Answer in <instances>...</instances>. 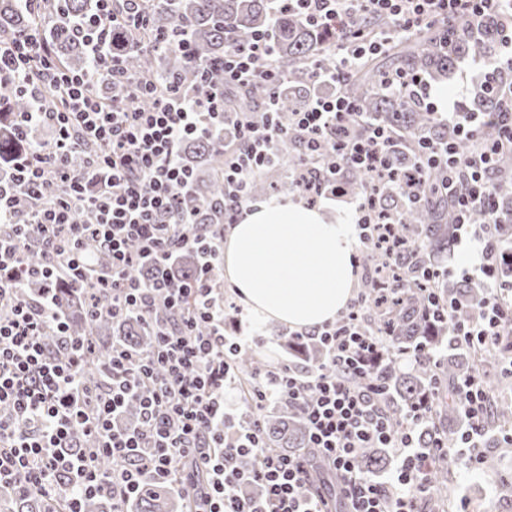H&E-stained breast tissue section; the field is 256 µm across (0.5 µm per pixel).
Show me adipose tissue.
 Masks as SVG:
<instances>
[{
    "label": "adipose tissue",
    "mask_w": 512,
    "mask_h": 512,
    "mask_svg": "<svg viewBox=\"0 0 512 512\" xmlns=\"http://www.w3.org/2000/svg\"><path fill=\"white\" fill-rule=\"evenodd\" d=\"M356 221L288 198L248 204L224 240V277L254 319L321 329L355 296Z\"/></svg>",
    "instance_id": "1"
}]
</instances>
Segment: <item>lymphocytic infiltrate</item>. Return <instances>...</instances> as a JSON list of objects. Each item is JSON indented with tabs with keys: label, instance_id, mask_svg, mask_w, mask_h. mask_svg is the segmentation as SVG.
I'll return each mask as SVG.
<instances>
[{
	"label": "lymphocytic infiltrate",
	"instance_id": "1",
	"mask_svg": "<svg viewBox=\"0 0 512 512\" xmlns=\"http://www.w3.org/2000/svg\"><path fill=\"white\" fill-rule=\"evenodd\" d=\"M150 2L126 0L118 8L113 0H95L92 14L76 24L90 62L80 72L56 62L47 38L0 39V80L42 81L64 105L47 112L36 102L16 116L19 132L38 125L49 130L50 138L13 158L6 178H0V223L13 227L0 234V488L66 498L68 512H80L82 497L108 495L112 512H124L123 502L144 480L187 491L189 481L177 464L188 461L209 475L205 512H329L323 492L309 486L305 459L265 450L259 422L240 426L235 435L226 433L233 420L227 395L237 386L229 357L246 342L225 336L224 302L210 288L213 270L224 263L223 238L209 235L195 214L177 208L179 196L192 186L178 163L179 147L189 137L233 128L241 146L224 160L228 224L235 223L248 199V182L271 163L280 139L301 146L306 162L290 175L299 188L318 191L336 182L343 169L365 170L374 182L358 207L359 236L377 234L391 252L398 242L391 225L376 221L375 190L377 183L396 180L393 133L340 94L311 97L301 111L282 118L272 111L227 112L214 103L202 105L182 84L173 81L161 91L152 80L128 74L112 46L128 28L147 26ZM274 3L275 12H293L311 26L342 32L333 68L312 72L327 84L342 82L366 56L427 25L462 17L468 33L496 30L500 50L493 59L478 60L477 76L503 96L506 111L444 113L451 127L447 144L422 143L417 166L435 171L454 197L459 229L477 249L476 261L462 277L481 281L488 291L478 318L450 319L451 332L467 347L494 353L512 367V343L501 333L504 320L512 318V303H503L506 287L497 277L512 252L498 244L491 224L469 221L475 211L496 212L493 169L502 153L512 152V86L504 82L512 72V0ZM364 14L391 17L393 26L368 39L349 35ZM176 48L203 79L219 74L228 86L261 81L271 88L283 79L263 34L228 49L220 61L192 58L185 38ZM109 81L123 84L124 99L101 97L99 88ZM489 124L498 129L491 139L483 135ZM84 141L98 143L100 152L82 156ZM462 141L469 145L464 154L458 149ZM89 209L96 223H81V213ZM29 224L42 228L46 261L39 273L49 284L35 298L19 291ZM90 248L110 261L97 275L88 267ZM183 249L205 256L188 285L169 288L137 278L143 263L164 266ZM63 271L74 286L88 290L93 315H134L155 332L153 349L142 354L113 345L111 387L93 390L82 380V346L68 336L50 287ZM103 296L110 299L104 306L99 303ZM49 332L57 338L56 347L44 343ZM312 337L326 348L323 364L304 372L285 366L262 375L254 388L255 404L285 403L302 411L308 445L333 473L346 512H416L418 499L430 492L426 458L414 443L430 418V401L408 407L402 432L393 434L381 405V375L361 385L352 382L384 352L385 343L367 336L356 321L325 325ZM461 389L474 438L483 429L491 396L477 371ZM132 402L141 419L136 426H120V414ZM78 431L93 439V447L73 449L71 438ZM374 446L400 451L394 471L383 481L354 465L357 449ZM250 456L254 467L240 469L239 459ZM246 480L260 484L258 498L240 495Z\"/></svg>",
	"mask_w": 512,
	"mask_h": 512
}]
</instances>
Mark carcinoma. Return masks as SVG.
I'll return each mask as SVG.
<instances>
[{"instance_id": "carcinoma-1", "label": "carcinoma", "mask_w": 512, "mask_h": 512, "mask_svg": "<svg viewBox=\"0 0 512 512\" xmlns=\"http://www.w3.org/2000/svg\"><path fill=\"white\" fill-rule=\"evenodd\" d=\"M92 0H43L36 6H27L22 0H0V37H12L24 32H35L55 11L71 17L81 18L94 10ZM186 25L191 49L195 56L205 60L224 57L229 48L244 45L259 31L273 37L276 65L287 80L276 89V111L294 112L302 108L310 97L313 82L307 64L317 61L322 68L334 65L331 47L336 41V30L316 29L299 15L275 14L270 0H156L150 13L147 29L137 31L135 39L147 47L118 50L124 68L134 74L151 77L159 88L174 78L190 89L198 103L208 100L210 88L206 80L195 76L187 60L172 48L154 45V36L164 35L178 40V27ZM47 39L56 61L66 68L82 69L89 65L85 47L70 26L53 25ZM448 39L454 42L455 52L445 55L435 45L436 34L424 31L413 40L395 44L387 53L389 65L397 69H414L434 80H444L454 68L455 61L463 56L486 58L496 52V37L488 31L475 37L459 24L448 29ZM382 66L376 57L367 59L358 71L342 85L341 91L358 106L369 112L376 120L393 128L398 139L393 145L394 166L398 173L416 171L417 156L413 145L421 140L444 142L448 140L449 125L435 118L423 108L404 101L397 92H376L380 83ZM37 96L48 112L61 109V102L52 89L36 87ZM270 94L266 85L258 83L250 88H232L225 97V106L231 112H252L260 108ZM500 97L485 89L475 90L474 103L482 112L499 111ZM0 104L6 111L0 112V159L8 160L20 147L34 148L39 143L36 129L21 137L11 122L10 113L26 112L31 106V93L20 84L5 80L0 82ZM279 164L261 176H254L248 184V192L260 197L276 189L269 180L271 173L288 165H294L301 154L297 142L284 140L276 147ZM183 166L191 171L194 184L185 197L184 205L197 211L203 224L213 225L219 230L224 223V213L219 206L224 201V149L219 141L207 137L187 139L179 153ZM425 179V196L420 205L408 207L387 186L380 189L377 211L391 221L402 248L413 250V260L423 267L438 268L452 242L457 228L452 197L438 193L435 179ZM494 192L499 202L495 235L506 246L512 243V225L506 204L512 202V155L499 163V172L494 182ZM384 247L377 238L370 237L364 243V268L361 293L366 297L362 311L365 330L373 336L386 338L387 346L394 350L423 348L435 356V362L419 360L405 371L395 357L380 356L374 368L385 377L388 391L386 412L391 429L399 433L403 427V414L408 405L426 396L434 401L431 421L419 429V446L426 452L441 450V454L430 460L429 480L436 492L448 487L456 467L455 454L450 449L461 444L467 428V418L459 408L458 384L461 378L474 370L486 355L474 350L460 348L451 342L448 321L433 317L429 294L436 295L440 306L448 308V302L460 304L456 317L467 319L474 315V305L484 293L483 284L470 282L460 285L443 278L426 281L413 269L381 262ZM201 268L197 252L178 255L172 273L175 278L165 280L175 287L192 281ZM385 282L394 291L381 293L376 288ZM56 301L67 315L70 336L85 341L83 356L84 381L91 387L112 386V342H125L139 349L148 350L154 344L153 330L136 318L114 321L110 317L93 318L89 309L91 300L82 290H72L62 281L55 284ZM293 362L309 370L320 365L318 348L308 342H285ZM238 384L243 392L252 394L256 379L267 372V364L255 350H243L231 359ZM509 374L499 378L504 385ZM497 384V385H499ZM495 384H487L493 395L492 411L485 427L494 429L507 437V426L512 424V401L495 396ZM265 448L292 453L306 446L307 431L301 413L296 408H284L265 412L260 419ZM396 448H360L355 456L359 471L377 473L387 469L396 457ZM197 495L191 502L183 494L170 487L145 481L138 492L131 496L125 508L129 512H199L204 508L208 478L195 476ZM13 512H51L48 499L34 493L15 492ZM83 512H112V502L93 496L82 499Z\"/></svg>"}]
</instances>
